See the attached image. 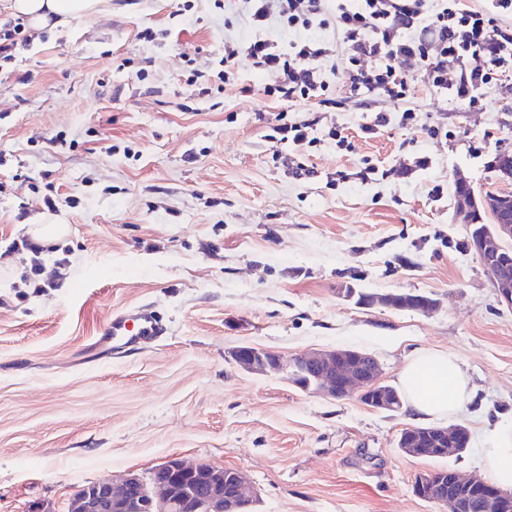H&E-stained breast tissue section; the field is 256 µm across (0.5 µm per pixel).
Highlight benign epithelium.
<instances>
[{
  "instance_id": "obj_1",
  "label": "benign epithelium",
  "mask_w": 512,
  "mask_h": 512,
  "mask_svg": "<svg viewBox=\"0 0 512 512\" xmlns=\"http://www.w3.org/2000/svg\"><path fill=\"white\" fill-rule=\"evenodd\" d=\"M491 166L498 180H511L512 152H499ZM454 200L470 228L480 223L481 213L492 214L494 224L469 237L468 247L489 271L499 297L512 305V271L506 261L512 251L504 245V241L512 240V196L487 192L478 197L468 181L458 178L454 181ZM233 360L249 370H285L303 391L314 390L341 399L356 389L360 399L374 409L394 410L401 404L397 391L381 381L378 360L358 350H314L285 362L271 351L246 345L234 351ZM470 440L468 428L460 424L406 428L400 434L398 448L416 458H451L465 451ZM159 469L169 478L152 476L146 483L138 475L128 474L118 483L103 479L84 487L73 494L69 512H250L254 503L247 477L236 469L189 464L180 459H171ZM457 487L480 492L482 512H512V494L478 476L463 478L445 468L422 474L414 481L419 498L450 510L460 508Z\"/></svg>"
}]
</instances>
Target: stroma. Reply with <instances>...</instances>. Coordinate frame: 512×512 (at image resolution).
I'll use <instances>...</instances> for the list:
<instances>
[{"mask_svg": "<svg viewBox=\"0 0 512 512\" xmlns=\"http://www.w3.org/2000/svg\"><path fill=\"white\" fill-rule=\"evenodd\" d=\"M250 35L236 0H112L28 33L0 63V512H68L79 488L172 458L241 471L256 512H443L415 478L484 475L483 428H512V305L452 196L459 174L479 196L500 187L490 163L512 150V72L475 103L416 86L405 124L389 103L292 108L313 125L297 177L274 159L267 75L242 57L233 84L218 77L225 40ZM196 70L206 85H189ZM379 110L388 122L366 137L358 124ZM34 224L70 227L39 258L50 287L13 249ZM348 284L438 307H363ZM141 309L160 336L96 348L112 314ZM243 345L286 360L361 350L391 386L418 350L448 351L475 391L441 423L465 425L470 445L406 456L405 409L244 370L231 357Z\"/></svg>", "mask_w": 512, "mask_h": 512, "instance_id": "35a3bbf8", "label": "stroma"}]
</instances>
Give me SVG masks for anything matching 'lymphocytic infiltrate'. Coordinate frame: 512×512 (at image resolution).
<instances>
[{
  "label": "lymphocytic infiltrate",
  "mask_w": 512,
  "mask_h": 512,
  "mask_svg": "<svg viewBox=\"0 0 512 512\" xmlns=\"http://www.w3.org/2000/svg\"><path fill=\"white\" fill-rule=\"evenodd\" d=\"M253 29L244 42L224 44V69L249 58L269 78L261 92L291 108L313 103L340 108L319 70L321 58L335 56L349 76V96L363 106L398 104L402 120L414 119L408 103L416 84L477 102L485 86L512 71V0H487L477 10L463 0H243ZM277 28H270V21ZM376 59L367 71L360 62ZM414 61L416 73L394 61ZM460 69L456 87L446 78Z\"/></svg>",
  "instance_id": "1"
}]
</instances>
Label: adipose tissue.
I'll return each instance as SVG.
<instances>
[{
  "instance_id": "adipose-tissue-1",
  "label": "adipose tissue",
  "mask_w": 512,
  "mask_h": 512,
  "mask_svg": "<svg viewBox=\"0 0 512 512\" xmlns=\"http://www.w3.org/2000/svg\"><path fill=\"white\" fill-rule=\"evenodd\" d=\"M10 16L24 19L35 31L58 28L80 18L98 16L108 0H0ZM405 409L420 420L440 419L464 406L471 379L457 357L426 349L407 360L398 378ZM484 468L499 488L512 490V431L498 427L483 438Z\"/></svg>"
}]
</instances>
